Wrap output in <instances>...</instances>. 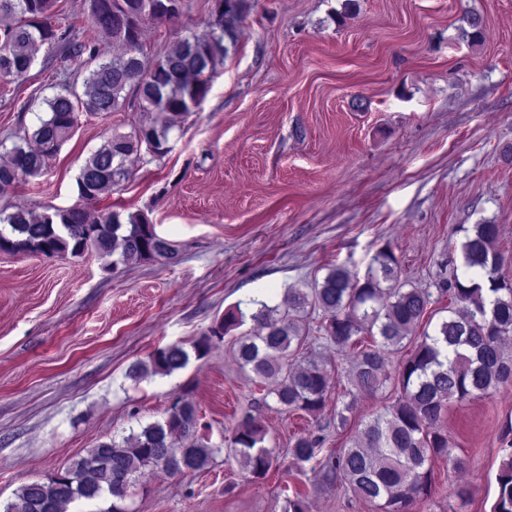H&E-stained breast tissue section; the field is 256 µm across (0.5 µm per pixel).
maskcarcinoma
Returning a JSON list of instances; mask_svg holds the SVG:
<instances>
[{"label":"carcinoma","mask_w":512,"mask_h":512,"mask_svg":"<svg viewBox=\"0 0 512 512\" xmlns=\"http://www.w3.org/2000/svg\"><path fill=\"white\" fill-rule=\"evenodd\" d=\"M58 0H0V92L21 86L40 48H67L62 62L83 56L96 62L78 92L63 87L45 100L47 112L32 130H23L0 153V183L11 186L44 174L47 161L76 132L80 116L106 117L138 105L140 116L130 131L113 134L88 156L76 180L82 203L38 213L24 206L0 210V252L81 257L93 253L112 259V266L148 259L172 261L177 251L142 214L127 215L99 207L128 181L131 156L168 152L169 133L198 107L217 65L237 46L248 0H215L211 31L190 33L173 42L161 56L150 54L144 40L148 23L179 18L184 0H90L85 29L55 22ZM496 224H476L460 243L465 271L483 278L454 276L448 292V317L432 332L411 336L430 304V293L400 282L399 262L388 246L376 250L363 278L347 268L328 269L312 292L290 288L284 304L256 302L250 315L259 332L242 336L235 356L263 384L266 395L285 409L316 415L326 407L332 376L327 364L311 355L289 360L290 348L304 343L300 322L310 308L326 318L325 338L353 351L346 371L344 410L364 397L393 388V400L374 413L349 444L323 453L325 437L313 432L297 436L287 454L295 463H315L321 473L344 482L353 496L377 506L378 512H410L413 501L428 494L433 462L446 457L456 469L443 415L448 404L487 394L512 384V280L501 275L503 257L494 249ZM241 321L224 315L193 345L204 357L214 341L224 340ZM398 375L386 356L407 348ZM189 353L173 343L157 350L149 362L133 365L129 376L141 379L170 375L184 368ZM267 433L260 417L242 416L228 440L227 456L255 478L265 476L277 457L264 446ZM496 475L492 512H512V444ZM221 452L199 433L193 404L173 399L163 420L120 441L100 442L87 455L40 482L24 484L4 512H67L76 502L112 499L97 512H127L123 501L146 469L168 475L206 470Z\"/></svg>","instance_id":"carcinoma-1"}]
</instances>
